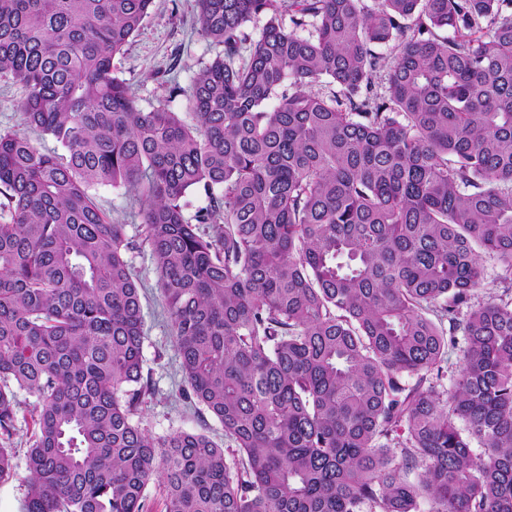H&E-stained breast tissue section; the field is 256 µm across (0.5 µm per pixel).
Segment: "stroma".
Returning <instances> with one entry per match:
<instances>
[{
    "instance_id": "stroma-1",
    "label": "stroma",
    "mask_w": 512,
    "mask_h": 512,
    "mask_svg": "<svg viewBox=\"0 0 512 512\" xmlns=\"http://www.w3.org/2000/svg\"><path fill=\"white\" fill-rule=\"evenodd\" d=\"M224 48L205 38L197 23L195 0H155L150 17L121 54L113 68L148 110L168 102L176 112H184V97H170L172 83L189 86L196 73ZM97 203L112 219L124 224L127 237L140 241L143 227L136 216L139 204L125 186H102ZM135 273L144 285L142 312L145 331L143 372L154 383L155 392L142 407L141 421L155 437L176 431H208L216 442H223L224 430L214 418H202L197 406L184 401V383L175 364L171 322L157 285V274L148 246L129 255Z\"/></svg>"
}]
</instances>
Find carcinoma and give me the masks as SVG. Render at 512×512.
<instances>
[{
    "label": "carcinoma",
    "instance_id": "obj_1",
    "mask_svg": "<svg viewBox=\"0 0 512 512\" xmlns=\"http://www.w3.org/2000/svg\"><path fill=\"white\" fill-rule=\"evenodd\" d=\"M153 3L0 0V73L64 149L0 132V481L25 391L23 512H512V0H196L224 56L170 90L191 124L112 70ZM99 185L138 193L225 448L134 420L138 244ZM482 265L483 283L476 292L479 299L486 298L489 294L500 293L502 290L500 280V276L503 274L502 268L489 258H484Z\"/></svg>",
    "mask_w": 512,
    "mask_h": 512
}]
</instances>
